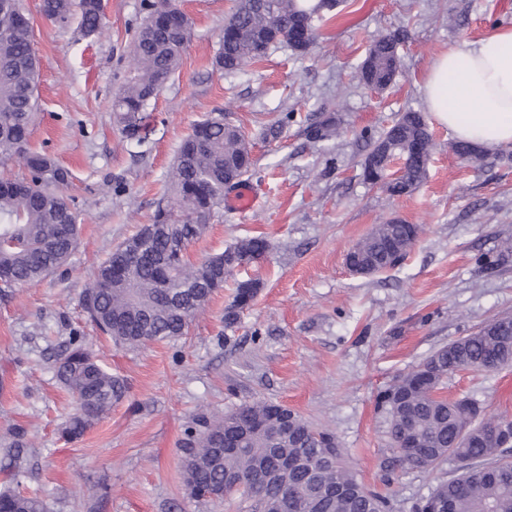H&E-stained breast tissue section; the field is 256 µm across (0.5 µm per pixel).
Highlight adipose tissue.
<instances>
[{
	"label": "adipose tissue",
	"mask_w": 512,
	"mask_h": 512,
	"mask_svg": "<svg viewBox=\"0 0 512 512\" xmlns=\"http://www.w3.org/2000/svg\"><path fill=\"white\" fill-rule=\"evenodd\" d=\"M422 92L431 117L457 140L512 149V29L440 54Z\"/></svg>",
	"instance_id": "1"
}]
</instances>
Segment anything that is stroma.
<instances>
[{
  "label": "stroma",
  "instance_id": "1",
  "mask_svg": "<svg viewBox=\"0 0 512 512\" xmlns=\"http://www.w3.org/2000/svg\"><path fill=\"white\" fill-rule=\"evenodd\" d=\"M105 3L102 29L86 38L76 24L44 20L40 0H23L39 59L30 145L71 171L66 193L81 234L53 275L0 288V438L16 426L27 432L20 488L39 494L46 512H243L236 500L189 496L182 439L198 416L263 400L334 433L358 480L388 494L393 512H411L460 465L388 470L393 453L375 397L451 340L512 316V150L487 149L467 162L451 151L447 127L432 124L426 176L406 197L365 182L360 163L398 113L424 111L421 84L439 53L512 27V0H349L318 25L308 53L277 45L234 74L212 66L233 0H179L192 21L190 46L150 101L151 132L141 143L122 138L112 102L135 68L131 44L145 0ZM386 33L401 40V64L393 85L376 93L355 75ZM218 108L245 133L255 203L215 210L187 258L256 236L269 249L227 275L187 336L114 345L82 312V292L108 253L148 223L181 141ZM329 114L337 134L313 140L310 125ZM274 124L279 137H265ZM393 218L420 227L406 258L370 277L351 274L347 252ZM247 279L261 288L225 327L233 284ZM74 333L129 392L68 443L61 428L72 403L56 380L55 356ZM442 394L512 417V367L455 373Z\"/></svg>",
  "mask_w": 512,
  "mask_h": 512
}]
</instances>
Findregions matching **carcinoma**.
Listing matches in <instances>:
<instances>
[{
	"label": "carcinoma",
	"mask_w": 512,
	"mask_h": 512,
	"mask_svg": "<svg viewBox=\"0 0 512 512\" xmlns=\"http://www.w3.org/2000/svg\"><path fill=\"white\" fill-rule=\"evenodd\" d=\"M168 0H156L137 28L133 51L137 67L115 95L112 112L123 138L140 142L150 100L179 72L191 37L184 18L167 9ZM332 12L328 0H234L224 20V36L213 67L235 73L262 59L273 38L307 52L314 41L302 33L314 31L313 19ZM42 17L60 26L79 20L84 35L93 36L105 18L101 0H42ZM399 37L380 36L358 69L357 78L388 87L396 77ZM38 61L33 49L32 25L21 0H0V163L23 160L22 179H0V283L7 288L54 274L75 253L79 242V212L63 192L70 173L49 156L28 147L37 115ZM427 123L423 115L406 110L374 141L361 162L364 179L384 182L393 197L412 194L426 174L429 152L415 150ZM451 149L462 160L482 157V149L466 142ZM402 160L398 176L385 180L387 166ZM252 158L241 129L224 121L223 113L197 122L183 139L168 173L165 197L152 223L125 239L98 266L81 296L88 319L119 345L139 346L174 340L186 334L194 312L224 287V272L245 267L268 249L263 237H252L192 264L185 259L188 245L198 238L213 210L224 205V192L249 173ZM418 226L402 221L375 228L361 244V255L373 259L376 272L393 267L391 247L407 254L418 236ZM125 267L112 275L115 264ZM259 291L255 280L236 284L232 303L225 309V327H233ZM462 351L473 368L512 365V331L495 334L484 327ZM56 377L72 395L75 411L62 429L68 442L85 432L122 401L128 392L124 379L104 368L84 347L82 337H70L55 359ZM448 378V346L432 352L412 371L396 376L376 395L386 434L403 470L430 469L448 461L447 451L459 415L455 403L439 396ZM294 419L289 434L281 421ZM182 448L184 482L191 496L210 488L224 489L223 500L249 503V512H389L381 494L366 489L344 466V450L335 448L331 462L320 450L335 435L312 428L285 406L259 401L244 404L224 418L197 419L185 430ZM26 432L18 428L3 446L6 481L0 487V512H46L42 499L14 485L13 476L24 462ZM492 436L456 450V461L466 469V480L443 482L431 495L451 505L452 512H512V466L486 468L494 455ZM279 457L303 458L316 473L309 481L302 469L269 477ZM308 490L301 507L288 506V489Z\"/></svg>",
	"instance_id": "1"
}]
</instances>
